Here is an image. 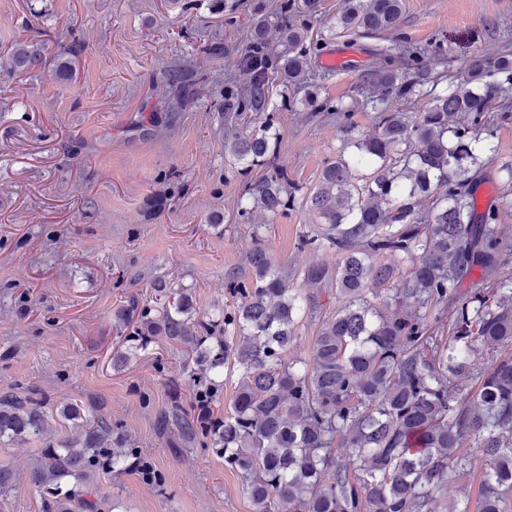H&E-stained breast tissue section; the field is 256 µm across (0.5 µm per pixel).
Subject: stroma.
Listing matches in <instances>:
<instances>
[{
	"label": "stroma",
	"mask_w": 512,
	"mask_h": 512,
	"mask_svg": "<svg viewBox=\"0 0 512 512\" xmlns=\"http://www.w3.org/2000/svg\"><path fill=\"white\" fill-rule=\"evenodd\" d=\"M234 2L238 21L230 25L209 0L186 13L164 0H0V394L33 387L53 406L103 408L134 439L148 470L94 485L115 512H254L239 472L158 426L173 390L188 389L180 347L160 339L126 369L113 368L119 309L152 303L162 279L188 289L194 315L217 314L227 302L225 274L247 267L256 223L295 286L334 305L325 286L304 285L301 273L312 264L334 268L335 249L297 244L319 230L320 218L301 200L335 158L340 132L335 116L281 108L303 92L270 86L280 106L276 161L287 167L298 205L255 214L249 225L237 215L245 187L268 167L242 171L224 151L226 134L262 124L256 113L224 111V76L238 72L256 12L268 18L269 45L280 39L274 0ZM343 5L320 0L302 23L318 101L353 104L381 55H396L398 46L386 33L334 29ZM400 27L433 78L456 80L475 57L512 43V0H404ZM18 39L42 53L44 69L9 71L5 53ZM216 40L223 54H206ZM438 43L445 57H434ZM341 44L364 52L360 69L321 68L323 52ZM63 63L66 80L56 76ZM173 68L194 89L179 107L167 84ZM492 143L494 153L483 157L490 194L478 196V207L498 208L512 238V115L498 121ZM43 445L0 439V470L11 475L0 512H47L30 481ZM153 473L162 487L150 486Z\"/></svg>",
	"instance_id": "35a3bbf8"
}]
</instances>
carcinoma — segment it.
Here are the masks:
<instances>
[{
    "instance_id": "obj_1",
    "label": "carcinoma",
    "mask_w": 512,
    "mask_h": 512,
    "mask_svg": "<svg viewBox=\"0 0 512 512\" xmlns=\"http://www.w3.org/2000/svg\"><path fill=\"white\" fill-rule=\"evenodd\" d=\"M336 27L347 33L398 30L403 0H345ZM319 11V0H276L283 49L254 26L244 61L245 83L230 85L237 109L265 113L275 80L297 90L312 86L305 28L293 16ZM398 55L383 57L361 105L375 112L376 130L356 135L353 108L329 105L343 141L354 151L323 167L306 204L324 221L304 235L302 250L328 246L339 261L330 271L310 265L308 284H325L336 308L325 313L311 358L289 360L301 310L311 307L274 264L260 238L248 254L251 273L225 276L233 303L216 319L191 312L186 289L159 284L155 306L119 316L129 330L112 357L126 365L158 338L178 345L188 363L194 402L180 394L161 425L175 426L242 474L255 512H512V274L490 288L485 274L512 252L499 212L477 209L485 178L479 154L490 142L495 116L512 112V52L472 61L462 79H432L421 53L398 37ZM42 54L17 43L8 66L32 72ZM176 103L192 97L178 72L169 75ZM245 168L276 158L278 133L266 116L258 132L225 142ZM241 215L259 208L276 214L295 204L288 170L246 186ZM400 287L387 293L390 283ZM434 321H428V315ZM482 354L491 358L483 367ZM239 373L229 410L211 404L224 373ZM472 383L468 400L460 384ZM46 398L32 389L0 396V437L43 438ZM58 415L78 434L46 440L31 481L50 512H101L91 484L141 463V450L100 411L65 404ZM464 448L491 461L476 508L448 506Z\"/></svg>"
}]
</instances>
